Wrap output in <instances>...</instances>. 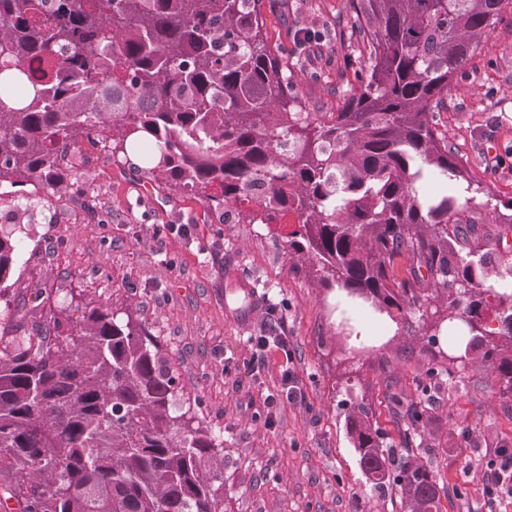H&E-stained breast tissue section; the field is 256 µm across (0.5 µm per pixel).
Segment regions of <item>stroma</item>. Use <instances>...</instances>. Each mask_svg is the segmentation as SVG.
I'll use <instances>...</instances> for the list:
<instances>
[{
	"label": "stroma",
	"instance_id": "35a3bbf8",
	"mask_svg": "<svg viewBox=\"0 0 512 512\" xmlns=\"http://www.w3.org/2000/svg\"><path fill=\"white\" fill-rule=\"evenodd\" d=\"M262 9L303 106L341 111L355 57L346 0H262ZM302 28L317 40L295 44ZM435 120L484 187L476 203L489 199L497 215H512V2ZM68 160L66 190L42 194L28 211L33 232L14 305L46 286L63 304L108 301L157 336L179 389L224 434V512H402L399 488H374L360 468L347 429L360 404L397 456L431 469L439 512H512V497L483 492L487 454L512 449V397L492 374L469 366L444 381L445 344L422 319H413L414 334L397 331L339 289L291 271V223H219L200 198L150 181L100 143L80 141ZM359 318L372 319L373 340L354 341ZM277 332L305 399L271 410L277 358L258 378L243 371L254 354L249 337Z\"/></svg>",
	"mask_w": 512,
	"mask_h": 512
}]
</instances>
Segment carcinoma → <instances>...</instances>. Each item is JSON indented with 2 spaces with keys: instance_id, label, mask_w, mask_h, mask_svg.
Here are the masks:
<instances>
[{
  "instance_id": "cac0c4a2",
  "label": "carcinoma",
  "mask_w": 512,
  "mask_h": 512,
  "mask_svg": "<svg viewBox=\"0 0 512 512\" xmlns=\"http://www.w3.org/2000/svg\"><path fill=\"white\" fill-rule=\"evenodd\" d=\"M359 84L339 112H305L265 38L261 0H0V186L60 191L79 140L137 151L222 224H276L290 267L397 325L466 343L512 395V215L495 234L460 197L482 191L434 110L487 42L504 0H347ZM427 178L447 185L431 198ZM24 224L0 228L11 309ZM0 322V497L18 512H223L224 436L177 392L157 337L107 304L73 316L39 288ZM497 327H490L488 316ZM366 479L403 512H437L424 464L398 462L359 407L347 417Z\"/></svg>"
}]
</instances>
